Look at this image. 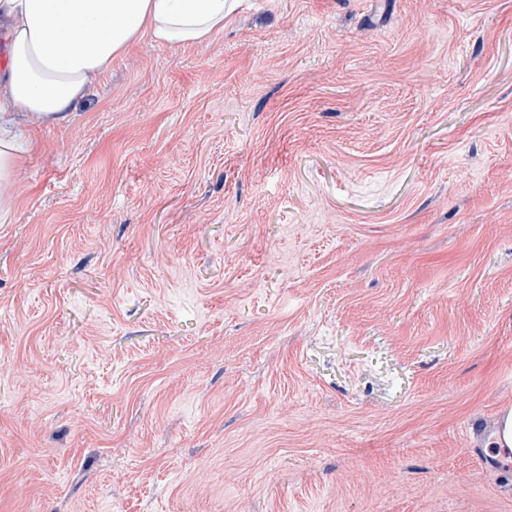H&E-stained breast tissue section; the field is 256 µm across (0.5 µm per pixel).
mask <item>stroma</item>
Here are the masks:
<instances>
[{"instance_id":"obj_1","label":"stroma","mask_w":512,"mask_h":512,"mask_svg":"<svg viewBox=\"0 0 512 512\" xmlns=\"http://www.w3.org/2000/svg\"><path fill=\"white\" fill-rule=\"evenodd\" d=\"M23 149L0 512H512V0H242Z\"/></svg>"}]
</instances>
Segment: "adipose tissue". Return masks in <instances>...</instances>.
Instances as JSON below:
<instances>
[{
	"mask_svg": "<svg viewBox=\"0 0 512 512\" xmlns=\"http://www.w3.org/2000/svg\"><path fill=\"white\" fill-rule=\"evenodd\" d=\"M239 0H0V216L14 203L28 125L66 121L92 81L142 38L208 42Z\"/></svg>",
	"mask_w": 512,
	"mask_h": 512,
	"instance_id": "adipose-tissue-1",
	"label": "adipose tissue"
}]
</instances>
